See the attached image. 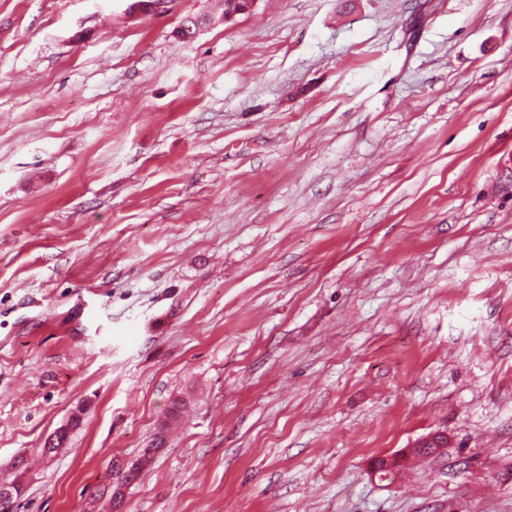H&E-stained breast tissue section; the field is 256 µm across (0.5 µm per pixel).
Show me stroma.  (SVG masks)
Instances as JSON below:
<instances>
[{
	"label": "stroma",
	"instance_id": "1",
	"mask_svg": "<svg viewBox=\"0 0 512 512\" xmlns=\"http://www.w3.org/2000/svg\"><path fill=\"white\" fill-rule=\"evenodd\" d=\"M127 6L0 0L13 512H512V0ZM147 449L148 448H146L143 451V453L136 460H132V461L128 462L125 466L124 471H123L124 465L118 466L119 471L115 472L116 488L112 493L113 502L114 501L121 502V500L123 498L122 488L133 482L132 477L128 476V470L130 468H134V469H136L137 474L140 475L141 473L144 472L147 465H149V463L151 462L156 450L154 448L155 452L149 453ZM120 472L122 475L120 474Z\"/></svg>",
	"mask_w": 512,
	"mask_h": 512
}]
</instances>
